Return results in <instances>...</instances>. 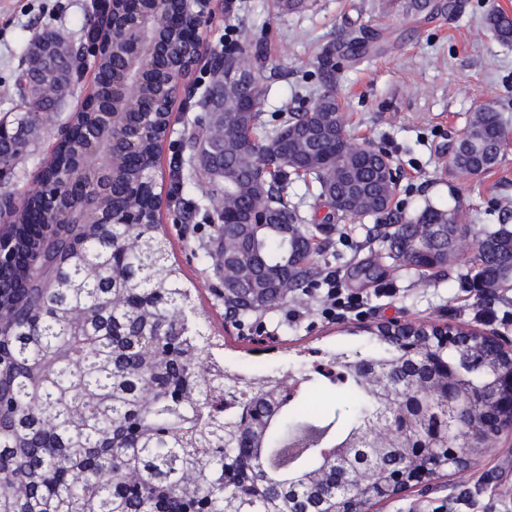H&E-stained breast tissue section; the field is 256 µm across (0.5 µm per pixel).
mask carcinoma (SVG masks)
<instances>
[{"instance_id":"1","label":"carcinoma","mask_w":512,"mask_h":512,"mask_svg":"<svg viewBox=\"0 0 512 512\" xmlns=\"http://www.w3.org/2000/svg\"><path fill=\"white\" fill-rule=\"evenodd\" d=\"M413 10L429 17L454 12V0H413ZM486 23L496 37L512 41V17L492 8ZM70 52L59 56L60 84L68 88L80 49L61 34L47 32ZM365 42L348 37L324 53L326 77L331 60H355ZM99 81L73 113L79 129L65 156L47 164L42 177L56 198H30L21 206L3 197L0 214L12 224L10 270L0 276V512H183L187 497L206 499L212 512H329L331 495L296 489L305 477L317 478L332 464L322 448H359L362 432L394 417L386 395L368 383L365 363L388 371L390 390L411 392L417 380L440 387L443 367L451 366L456 387L492 390L497 378L512 373V357L490 350L478 336L458 331L459 343L447 349L438 326L428 329L431 344L410 349L402 333L410 325L378 328L373 349L324 352L299 378L300 389L279 405L270 425L262 422L267 401L281 392L284 377L252 374L224 364V341L209 332V315L172 261L168 239L155 219L156 192L150 162L165 133V113L142 121L138 149L114 194H95V174L69 167L73 148H83L80 130L95 120L91 100L110 98L112 76L121 58L105 41L94 56ZM250 81L224 109V121L202 117L198 141L224 138V152L206 173L179 183L190 194L224 197L209 245L200 260L221 268L215 247L249 226L240 269L257 284H270L274 308L286 294L304 290L318 274L310 262L325 244L321 225L310 224L288 204V183L311 180L329 212L362 217L386 212L394 196L387 179L390 157L356 144L346 128L343 108L331 89L312 111L323 125L343 136L307 137L316 124L305 112H283L267 127L262 118L263 89L253 64ZM12 94L29 111L14 119L16 130L0 121L9 137L0 142V173L15 166L37 128L36 117L57 100L33 104L20 82ZM504 137L498 114L474 113L466 139L459 141L448 165L462 173L482 174L501 158ZM272 211L266 224L250 223L256 207ZM294 225L295 243L278 232L282 221ZM471 234L468 224L443 207L427 205L416 220L377 226L389 257L422 273L442 271L454 261L456 239ZM472 288H511L512 276L500 259L512 258V229L502 224L475 238ZM51 262L50 276L34 281L30 268ZM338 388L343 409L311 405V397ZM263 449L266 467L241 458L250 443Z\"/></svg>"}]
</instances>
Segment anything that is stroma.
Segmentation results:
<instances>
[{
  "mask_svg": "<svg viewBox=\"0 0 512 512\" xmlns=\"http://www.w3.org/2000/svg\"><path fill=\"white\" fill-rule=\"evenodd\" d=\"M97 2L0 0V117L21 113L7 91L33 39L51 31L73 45L88 44L102 15ZM461 2L455 15L428 18L412 10L411 0H304L295 9L283 0H212L201 28L205 48L223 50L230 30L247 32L246 54L259 65L267 115L315 105L326 88L321 55L337 37L386 31L389 38L376 54L337 61L335 92L355 142L387 153L397 176L389 214L333 220L328 246L312 257L320 274L310 294H289L286 304L259 314L269 332L268 348L254 351L247 331L225 327L224 304L215 293L221 280L198 259L200 245L213 232L217 200L175 189L173 164L189 159L188 133L201 114L187 96L202 95L213 76L201 61L182 78L158 157L157 190L165 198L158 218L172 258L198 288L212 333L224 338L225 359L253 370H287L296 379L307 368L305 350L364 347L369 328L389 321L470 326L512 339V288L490 295L470 287L473 245H465L445 271L422 276L389 258L375 232L380 223L409 221L428 204L459 211L477 231L512 225V43L498 41L485 24L489 9L512 15V0ZM94 78L90 65L74 77L22 159L0 176V196L20 201L34 187L59 131L91 93ZM481 108L499 112L506 146L493 169L461 176L449 168L448 158ZM185 224L199 225L197 238L182 235ZM369 262L378 266V278L351 276L353 266ZM331 272L342 287L364 296L363 313L324 317L325 276ZM378 512H512V436L435 479L430 490L410 488Z\"/></svg>",
  "mask_w": 512,
  "mask_h": 512,
  "instance_id": "1",
  "label": "stroma"
}]
</instances>
